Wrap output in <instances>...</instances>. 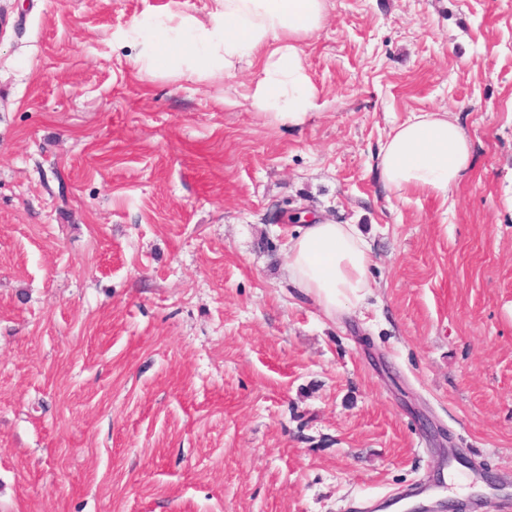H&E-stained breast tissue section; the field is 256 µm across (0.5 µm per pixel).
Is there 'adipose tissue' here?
<instances>
[{
    "instance_id": "obj_1",
    "label": "adipose tissue",
    "mask_w": 512,
    "mask_h": 512,
    "mask_svg": "<svg viewBox=\"0 0 512 512\" xmlns=\"http://www.w3.org/2000/svg\"><path fill=\"white\" fill-rule=\"evenodd\" d=\"M326 0H208L202 14L166 8L119 33L135 48L133 64L152 74L205 79L259 64L250 98L271 119L302 125L317 93L303 65L299 39L321 27ZM463 128L444 112H423L392 128L378 153L382 180L403 194L447 198L468 168ZM292 287L327 316L361 303L371 285L369 247L357 225L319 221L288 242Z\"/></svg>"
}]
</instances>
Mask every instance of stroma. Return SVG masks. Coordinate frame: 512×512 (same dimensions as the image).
<instances>
[{"label": "stroma", "instance_id": "1", "mask_svg": "<svg viewBox=\"0 0 512 512\" xmlns=\"http://www.w3.org/2000/svg\"><path fill=\"white\" fill-rule=\"evenodd\" d=\"M170 0H0V512H431L512 499V0H327L291 127L238 65L140 73ZM446 112L447 199L377 162ZM358 225L364 302L291 288L296 223Z\"/></svg>", "mask_w": 512, "mask_h": 512}]
</instances>
